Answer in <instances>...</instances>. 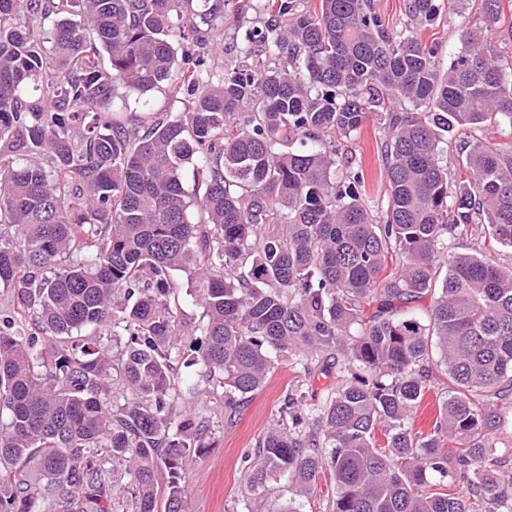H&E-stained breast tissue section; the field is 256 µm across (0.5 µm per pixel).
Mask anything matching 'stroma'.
<instances>
[{
	"label": "stroma",
	"instance_id": "stroma-1",
	"mask_svg": "<svg viewBox=\"0 0 512 512\" xmlns=\"http://www.w3.org/2000/svg\"><path fill=\"white\" fill-rule=\"evenodd\" d=\"M265 3L266 0H250L243 15L237 17L228 10L223 20L215 21L213 33L221 39L224 50L212 59L214 76L223 75L225 65L233 62L245 46L247 34L262 25L266 18ZM191 106L190 98H175L164 89L154 90L143 100L122 93L114 100L115 109L131 122L146 109L160 117H173ZM380 136L378 123L371 119L346 144L349 154L363 162L366 201L376 211L385 206L387 199L384 166L377 145ZM302 372L301 366L276 362L265 385L228 422L224 419L223 395L210 393L199 367L187 368V375L199 385L192 403L199 414L213 422L207 448L187 462V512H256L246 493L247 466L243 457L255 453L259 436L269 421L276 418L285 393L297 383Z\"/></svg>",
	"mask_w": 512,
	"mask_h": 512
}]
</instances>
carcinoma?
Wrapping results in <instances>:
<instances>
[{
	"mask_svg": "<svg viewBox=\"0 0 512 512\" xmlns=\"http://www.w3.org/2000/svg\"><path fill=\"white\" fill-rule=\"evenodd\" d=\"M202 2L0 0V288L14 302L0 512H186L184 462L208 424L176 366L207 370L228 422L278 360L342 376L317 407L288 390L248 467L252 499L286 477L276 512H301L328 472L330 512H502L512 264L489 254L512 249V142L492 141L512 126L502 0L458 26L446 67L413 25L466 0H405L400 32L373 0H267L217 80L199 27L217 9ZM52 14L49 31L34 25ZM162 85L193 107L134 127L114 116L116 87ZM372 116L388 183L377 213L342 148ZM455 134L464 173L450 177L441 144ZM474 224L483 250L451 252ZM427 296L428 323L405 314ZM434 347L446 386L423 434L411 418ZM450 474L458 492L432 490Z\"/></svg>",
	"mask_w": 512,
	"mask_h": 512,
	"instance_id": "cac0c4a2",
	"label": "carcinoma"
}]
</instances>
